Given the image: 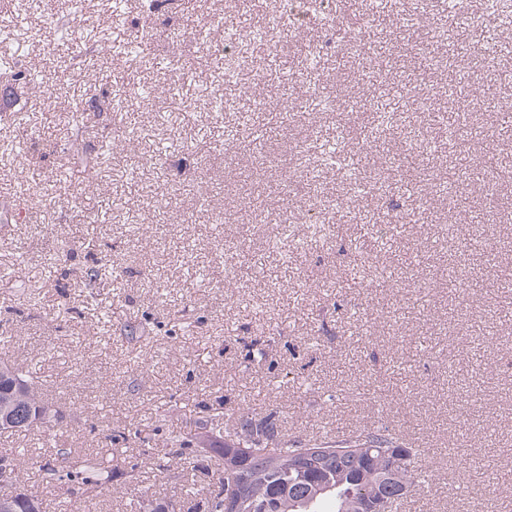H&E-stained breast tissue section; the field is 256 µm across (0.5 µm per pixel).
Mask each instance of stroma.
Wrapping results in <instances>:
<instances>
[{"mask_svg":"<svg viewBox=\"0 0 512 512\" xmlns=\"http://www.w3.org/2000/svg\"><path fill=\"white\" fill-rule=\"evenodd\" d=\"M417 2L329 0L328 15L297 25L276 17L274 0H181L178 13L159 11L152 31L172 61L167 69L151 56L128 63L117 51L142 24L141 0H124L120 16L112 0H86L73 39L85 42L103 29L111 41L96 51L94 70L58 52L55 41L25 46L22 61L39 82L16 100L0 97V194L27 205L22 222L0 223V335L12 339L0 346V362L44 380V398L64 414L69 447L111 457L101 435L131 423L162 439L186 419L210 416L228 432L247 406L291 438L333 439L364 427L402 437L431 474L402 512H477L468 480L489 487L488 512H512V300L485 264L495 247L501 269L512 268V209L493 217L452 209L434 190L452 167L480 168L491 158L495 171H512V128L501 121L502 103L512 102V51L505 49L512 31L491 27L484 0H460L470 23L436 42L425 33L444 25L448 0H425L422 10ZM414 12L421 19L412 29L406 17ZM228 17L245 31L274 20L280 32L276 46L243 58L233 82L207 64L224 47ZM336 19L369 27L364 54L355 53L347 31H333ZM201 31L207 44L197 39ZM452 50L469 64L473 88L493 84L498 93L475 96L467 136L439 151L429 145L436 130L428 114L449 110L448 75H420L415 63L421 53ZM372 60L382 63L388 88L371 95L361 74ZM119 72L135 78L127 93L140 79L156 94L141 108L132 141L122 134L121 113L84 107L89 88L111 92ZM285 74L305 75L303 99L284 96ZM215 95L224 98L219 116ZM253 95L288 117L267 124L250 146L238 140V117ZM323 95L333 98V110L316 109ZM356 103L366 115L393 118L364 144L377 171L410 162L417 180L353 197L341 170L351 142L319 183L299 178V152L331 139L337 114ZM78 106L83 148L73 154L64 146ZM13 112L23 113L28 130L22 161L13 151ZM107 132L111 159L87 183L85 161ZM61 170L69 180L57 181ZM203 197L223 223L201 217ZM450 224L457 235H448ZM60 238L72 254L53 265ZM228 242L238 245L243 268L221 263ZM452 259L469 268L468 291L449 289L443 270ZM109 260L123 271L122 291L106 279L87 288L84 271ZM178 311L194 322L193 335L183 334ZM260 336L272 350L254 367L245 355ZM472 404L494 429L480 456L469 450V434L479 431L465 424ZM45 444L30 432L0 433V450L25 456L26 489L50 500L56 491L39 469ZM179 473L127 443L96 510L130 512L139 490L179 502Z\"/></svg>","mask_w":512,"mask_h":512,"instance_id":"1","label":"stroma"}]
</instances>
